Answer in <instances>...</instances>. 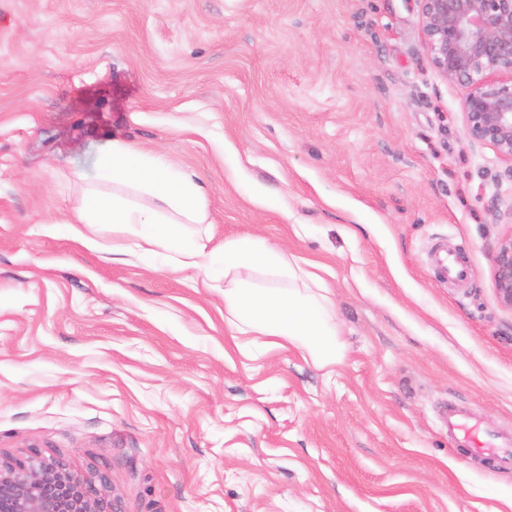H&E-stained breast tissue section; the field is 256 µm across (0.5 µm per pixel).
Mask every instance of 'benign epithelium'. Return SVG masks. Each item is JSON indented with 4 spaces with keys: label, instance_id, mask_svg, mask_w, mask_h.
<instances>
[{
    "label": "benign epithelium",
    "instance_id": "7a95c632",
    "mask_svg": "<svg viewBox=\"0 0 512 512\" xmlns=\"http://www.w3.org/2000/svg\"><path fill=\"white\" fill-rule=\"evenodd\" d=\"M425 51L444 79L464 89L470 139L512 160V0H416ZM492 282L512 309V235L491 257ZM0 512H113L95 480L37 453L0 458Z\"/></svg>",
    "mask_w": 512,
    "mask_h": 512
}]
</instances>
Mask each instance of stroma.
<instances>
[{"mask_svg": "<svg viewBox=\"0 0 512 512\" xmlns=\"http://www.w3.org/2000/svg\"><path fill=\"white\" fill-rule=\"evenodd\" d=\"M461 97L415 0H0V454L104 476L116 512H504L512 471L436 413L512 434V161ZM115 139L201 177L213 244L325 266L342 362L231 337L223 271L71 240ZM492 282L502 306L512 309V234L501 239L491 257ZM441 274L445 279L464 280L469 275V267L454 255L444 253L439 259Z\"/></svg>", "mask_w": 512, "mask_h": 512, "instance_id": "stroma-1", "label": "stroma"}]
</instances>
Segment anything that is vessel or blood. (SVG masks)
<instances>
[{"label":"vessel or blood","mask_w":512,"mask_h":512,"mask_svg":"<svg viewBox=\"0 0 512 512\" xmlns=\"http://www.w3.org/2000/svg\"><path fill=\"white\" fill-rule=\"evenodd\" d=\"M439 419L448 427L456 447L483 456L491 468L512 469V436L480 429L465 409L454 405L443 406Z\"/></svg>","instance_id":"b4317fda"}]
</instances>
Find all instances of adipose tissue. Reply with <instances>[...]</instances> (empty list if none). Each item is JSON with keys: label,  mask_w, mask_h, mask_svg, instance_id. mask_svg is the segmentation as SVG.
I'll use <instances>...</instances> for the list:
<instances>
[{"label": "adipose tissue", "mask_w": 512, "mask_h": 512, "mask_svg": "<svg viewBox=\"0 0 512 512\" xmlns=\"http://www.w3.org/2000/svg\"><path fill=\"white\" fill-rule=\"evenodd\" d=\"M205 198L195 171L172 169L162 157L115 141L99 160L95 185L72 208L68 229L93 250L97 243L86 227L111 225L123 235L113 253L163 255L172 269L205 279L223 266L224 324L231 335L276 338L320 367L340 363L329 290L315 263L246 239L211 246L196 230L207 221Z\"/></svg>", "instance_id": "1"}]
</instances>
